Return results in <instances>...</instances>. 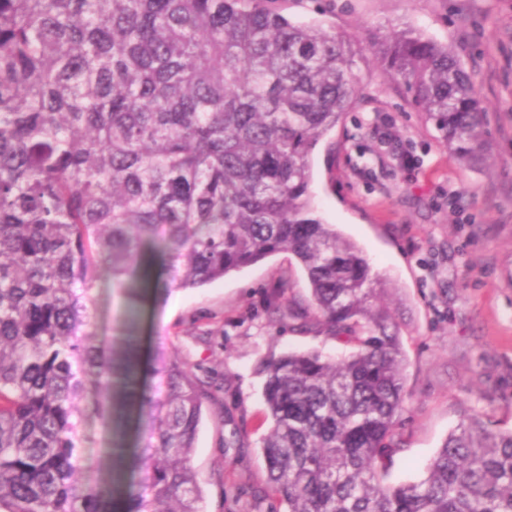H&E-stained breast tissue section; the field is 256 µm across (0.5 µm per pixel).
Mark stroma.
Wrapping results in <instances>:
<instances>
[{
  "instance_id": "stroma-1",
  "label": "stroma",
  "mask_w": 512,
  "mask_h": 512,
  "mask_svg": "<svg viewBox=\"0 0 512 512\" xmlns=\"http://www.w3.org/2000/svg\"><path fill=\"white\" fill-rule=\"evenodd\" d=\"M296 23H321L361 39L412 27L455 47L487 107L491 158L460 165L439 132L408 104L376 59L354 58L359 96L343 123L315 148L311 193L326 223L356 242L390 288L383 301L401 328L407 393L390 482H416L465 416L512 431V0H285ZM138 300L104 280L95 289L94 332L104 345L132 337L141 365L179 351L216 394L206 402L192 463L204 512H267L265 471L255 448L267 429L262 359L349 346L307 333L288 305L308 299L288 253L273 255L200 288ZM276 301L277 310L267 308ZM251 447H225V391ZM139 422L92 417L88 478L132 472V458L104 455L112 442L134 447Z\"/></svg>"
}]
</instances>
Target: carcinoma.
Returning a JSON list of instances; mask_svg holds the SVG:
<instances>
[{
	"label": "carcinoma",
	"instance_id": "obj_1",
	"mask_svg": "<svg viewBox=\"0 0 512 512\" xmlns=\"http://www.w3.org/2000/svg\"><path fill=\"white\" fill-rule=\"evenodd\" d=\"M386 78L448 151L489 160L485 110L458 55L407 28L372 33ZM359 48L272 0H0V512H202L192 454L206 382L176 352L138 391L132 348L91 329L94 284L142 273L199 288L291 254L299 328L347 356L261 362L269 512H512V432L461 422L417 483L385 480L405 402L387 282L317 213L311 155L358 94ZM120 388L144 419L141 479L82 480L84 423ZM226 448H249L230 404Z\"/></svg>",
	"mask_w": 512,
	"mask_h": 512
}]
</instances>
